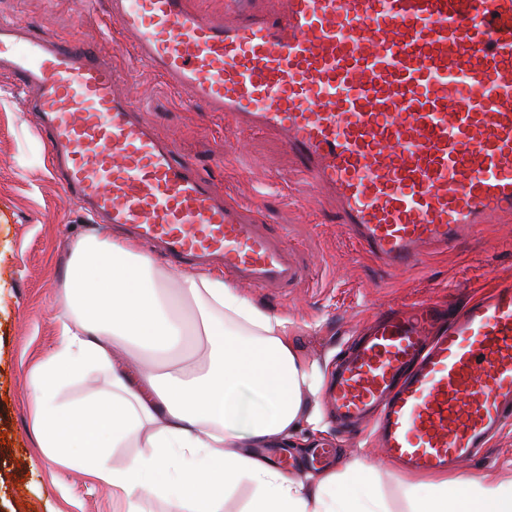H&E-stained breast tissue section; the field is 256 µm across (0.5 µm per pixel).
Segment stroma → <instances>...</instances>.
Listing matches in <instances>:
<instances>
[{"label":"stroma","instance_id":"1","mask_svg":"<svg viewBox=\"0 0 512 512\" xmlns=\"http://www.w3.org/2000/svg\"><path fill=\"white\" fill-rule=\"evenodd\" d=\"M110 0L91 15L73 0H0L9 20L52 39L101 43L121 70L118 92L130 94L142 118L174 138L202 175L220 191L258 204L269 223L285 226L303 266L288 290L243 289L247 299L288 317L306 363L334 372L339 353L361 322L390 305L414 301L462 302L480 287L512 281V223L491 224L457 249L393 272L362 256L328 197L297 175L295 159L272 135L249 138L245 152L230 151L233 136L223 115L204 111L192 92L170 84L135 58L134 37L112 28ZM91 215L50 172L36 118L15 87L0 79V512H114L111 490L49 459L32 429L28 375L55 345L59 323L53 301L65 272L68 245L91 231ZM329 429L292 448L289 474L308 473L318 446L336 448L339 464L368 459L391 512H407L404 472L386 460L371 429L337 436ZM463 481L512 482V426L463 468Z\"/></svg>","mask_w":512,"mask_h":512}]
</instances>
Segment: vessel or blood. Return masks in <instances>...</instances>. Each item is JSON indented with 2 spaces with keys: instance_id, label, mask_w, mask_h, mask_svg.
Returning <instances> with one entry per match:
<instances>
[{
  "instance_id": "1",
  "label": "vessel or blood",
  "mask_w": 512,
  "mask_h": 512,
  "mask_svg": "<svg viewBox=\"0 0 512 512\" xmlns=\"http://www.w3.org/2000/svg\"><path fill=\"white\" fill-rule=\"evenodd\" d=\"M112 0L144 65L223 114L237 143L277 136L362 254L395 271L512 222V0ZM0 75L39 119L56 178L172 262L284 289L303 273L258 206L218 194L144 122L103 46L0 22ZM342 431L434 473L512 424V282L449 309L374 317L326 394Z\"/></svg>"
}]
</instances>
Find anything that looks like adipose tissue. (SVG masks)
Returning <instances> with one entry per match:
<instances>
[{
    "mask_svg": "<svg viewBox=\"0 0 512 512\" xmlns=\"http://www.w3.org/2000/svg\"><path fill=\"white\" fill-rule=\"evenodd\" d=\"M60 339L31 374L40 447L111 487L125 512H223L241 485L243 512H390L373 466L354 460L294 479L260 456L326 426L311 401L326 381L299 355L287 318L223 278L162 266L137 240L99 224L71 243L56 301ZM89 371L104 390L70 399ZM257 401L245 406L242 388ZM114 448L133 456L112 466ZM408 512H512V487L440 474L407 480Z\"/></svg>",
    "mask_w": 512,
    "mask_h": 512,
    "instance_id": "1",
    "label": "adipose tissue"
}]
</instances>
